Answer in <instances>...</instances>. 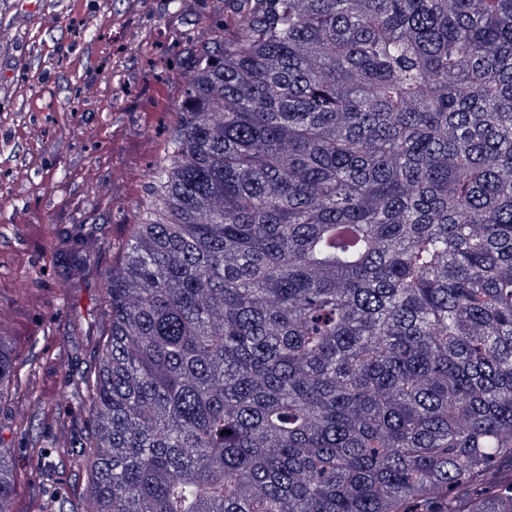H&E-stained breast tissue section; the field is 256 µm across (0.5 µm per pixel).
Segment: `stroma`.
Returning a JSON list of instances; mask_svg holds the SVG:
<instances>
[{"label": "stroma", "instance_id": "stroma-1", "mask_svg": "<svg viewBox=\"0 0 512 512\" xmlns=\"http://www.w3.org/2000/svg\"><path fill=\"white\" fill-rule=\"evenodd\" d=\"M223 26L224 0H0V314L35 387H58L77 369L112 268L106 250L89 273H70L60 233L88 224L112 242L134 223L193 57ZM35 274L42 302L14 308L13 288ZM65 336L74 342L63 353ZM13 409L0 399V448L18 475L17 512H37L27 445L46 430H14Z\"/></svg>", "mask_w": 512, "mask_h": 512}]
</instances>
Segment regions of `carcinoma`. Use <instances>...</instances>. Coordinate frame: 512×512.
Instances as JSON below:
<instances>
[{
    "mask_svg": "<svg viewBox=\"0 0 512 512\" xmlns=\"http://www.w3.org/2000/svg\"><path fill=\"white\" fill-rule=\"evenodd\" d=\"M230 2L88 367L35 393L0 322L40 512L76 450L84 512H512V0Z\"/></svg>",
    "mask_w": 512,
    "mask_h": 512,
    "instance_id": "cac0c4a2",
    "label": "carcinoma"
}]
</instances>
